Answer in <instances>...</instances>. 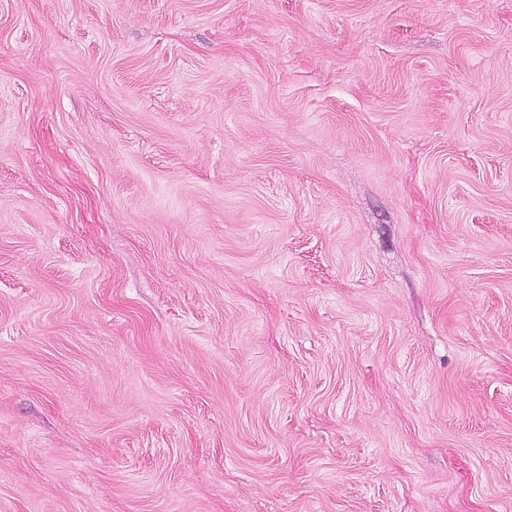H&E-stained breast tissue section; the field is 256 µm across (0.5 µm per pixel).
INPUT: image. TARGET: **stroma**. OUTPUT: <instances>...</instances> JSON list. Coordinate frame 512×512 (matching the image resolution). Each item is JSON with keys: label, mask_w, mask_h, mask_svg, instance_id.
Returning a JSON list of instances; mask_svg holds the SVG:
<instances>
[{"label": "stroma", "mask_w": 512, "mask_h": 512, "mask_svg": "<svg viewBox=\"0 0 512 512\" xmlns=\"http://www.w3.org/2000/svg\"><path fill=\"white\" fill-rule=\"evenodd\" d=\"M0 512H512V0H0Z\"/></svg>", "instance_id": "obj_1"}]
</instances>
